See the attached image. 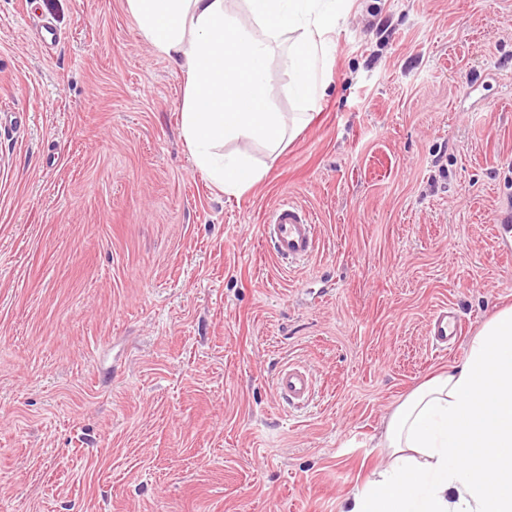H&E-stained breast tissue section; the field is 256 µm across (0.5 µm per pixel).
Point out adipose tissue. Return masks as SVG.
<instances>
[{
  "label": "adipose tissue",
  "mask_w": 512,
  "mask_h": 512,
  "mask_svg": "<svg viewBox=\"0 0 512 512\" xmlns=\"http://www.w3.org/2000/svg\"><path fill=\"white\" fill-rule=\"evenodd\" d=\"M126 0L143 38L182 67L181 132L195 166L227 194L263 182L326 86L336 0ZM301 109L276 111L271 55ZM266 152L256 160L250 145ZM387 463L339 512H512V307L487 318L463 361L410 393L378 441Z\"/></svg>",
  "instance_id": "adipose-tissue-1"
}]
</instances>
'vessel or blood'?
I'll return each instance as SVG.
<instances>
[{
    "label": "vessel or blood",
    "mask_w": 512,
    "mask_h": 512,
    "mask_svg": "<svg viewBox=\"0 0 512 512\" xmlns=\"http://www.w3.org/2000/svg\"><path fill=\"white\" fill-rule=\"evenodd\" d=\"M263 240L270 244L281 260L296 264L311 258L317 247L316 226L309 212L290 201L280 203L263 226ZM461 322L447 309L437 310L429 323V336L435 348L446 349L449 338L458 336ZM278 397L293 407L307 405L314 394L310 373L297 365L282 367L275 378Z\"/></svg>",
    "instance_id": "obj_1"
}]
</instances>
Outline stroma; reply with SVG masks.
Instances as JSON below:
<instances>
[{
	"instance_id": "stroma-1",
	"label": "stroma",
	"mask_w": 512,
	"mask_h": 512,
	"mask_svg": "<svg viewBox=\"0 0 512 512\" xmlns=\"http://www.w3.org/2000/svg\"><path fill=\"white\" fill-rule=\"evenodd\" d=\"M341 9L310 121L229 195L125 0H0V512H338L390 412L512 305V0ZM282 199L318 224L292 267L262 239ZM461 334V322L458 317L448 316V309H438L430 319L429 336L436 349L448 348V336ZM277 396L293 407L307 405L314 394V380L310 373L297 365L283 366L275 378Z\"/></svg>"
}]
</instances>
